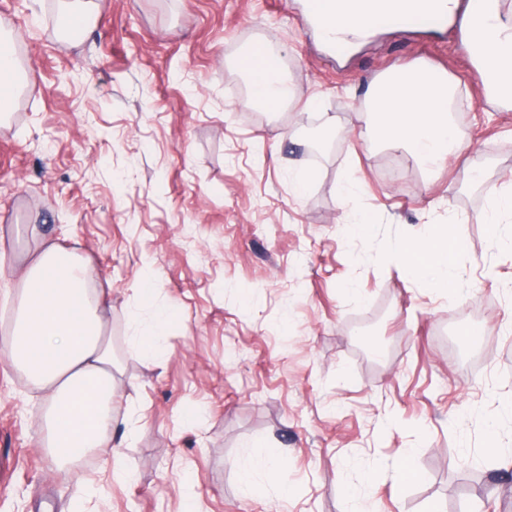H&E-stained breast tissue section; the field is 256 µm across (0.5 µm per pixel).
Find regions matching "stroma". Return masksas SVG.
<instances>
[{
  "mask_svg": "<svg viewBox=\"0 0 512 512\" xmlns=\"http://www.w3.org/2000/svg\"><path fill=\"white\" fill-rule=\"evenodd\" d=\"M306 4L93 0L71 36L58 0H0L28 79L0 117V335L40 225L110 290L115 382L112 429L69 476L38 446L44 391L0 358V512H71L79 481L88 512H512V223L484 221L512 182V111L455 25L378 28L339 54ZM262 43L295 93L276 112L239 65ZM419 62L464 96L479 180L387 147L367 114L371 85ZM313 125L332 137L316 158ZM448 225L462 287L439 293L404 249ZM163 309L157 362L131 338ZM273 447L288 495L267 480L245 498L243 466ZM410 453L420 477L401 486Z\"/></svg>",
  "mask_w": 512,
  "mask_h": 512,
  "instance_id": "1",
  "label": "stroma"
}]
</instances>
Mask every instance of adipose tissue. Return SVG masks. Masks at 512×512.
Returning <instances> with one entry per match:
<instances>
[{"label":"adipose tissue","instance_id":"obj_1","mask_svg":"<svg viewBox=\"0 0 512 512\" xmlns=\"http://www.w3.org/2000/svg\"><path fill=\"white\" fill-rule=\"evenodd\" d=\"M316 9L323 29L340 43L377 20L367 0H316ZM460 26L465 45L478 53L479 75L490 81L497 104L511 110L512 9L503 0H469ZM241 66L256 103L273 109L291 97L279 58L266 48H257ZM453 89L447 74L427 63L394 68L373 85L367 111L391 146L430 166L454 158L473 175L469 147L448 115ZM458 246L446 228L433 241H412L404 264L444 292L461 284L453 258ZM20 279L15 324L0 337V356L45 391L39 445L67 471L99 448L112 426V342L102 327L109 298L95 287L89 265L49 239Z\"/></svg>","mask_w":512,"mask_h":512}]
</instances>
